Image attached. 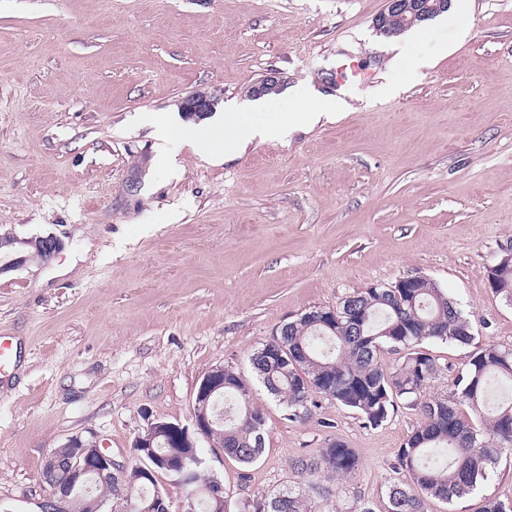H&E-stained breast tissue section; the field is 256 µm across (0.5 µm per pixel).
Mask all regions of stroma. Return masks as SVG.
I'll return each mask as SVG.
<instances>
[{"mask_svg":"<svg viewBox=\"0 0 512 512\" xmlns=\"http://www.w3.org/2000/svg\"><path fill=\"white\" fill-rule=\"evenodd\" d=\"M420 42L380 36L384 0H0V238L52 236L49 262L0 253V504L40 512L41 472L70 438L134 461L148 420L191 425L213 367L249 371L276 327L372 285L422 274L479 343L512 346V305L487 268L512 245V0H463ZM429 62L395 97L400 59ZM310 81L357 92L336 121L283 129L217 161L180 139L155 166L150 118L202 91L216 110L251 88ZM430 396L471 347L432 343ZM265 452L245 468L209 438L204 476L234 512L296 482L293 459L338 439L361 467L318 512H385L395 454L420 425L382 426L317 397L291 421L255 386Z\"/></svg>","mask_w":512,"mask_h":512,"instance_id":"obj_1","label":"stroma"}]
</instances>
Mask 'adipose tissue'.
<instances>
[{"instance_id": "1", "label": "adipose tissue", "mask_w": 512, "mask_h": 512, "mask_svg": "<svg viewBox=\"0 0 512 512\" xmlns=\"http://www.w3.org/2000/svg\"><path fill=\"white\" fill-rule=\"evenodd\" d=\"M352 88L341 86L335 95L323 96L314 85L299 83L285 93L262 95L247 111L226 109L222 121L193 132L201 152L210 156L229 155L254 139L266 138L283 127L313 126L344 111L353 97Z\"/></svg>"}]
</instances>
